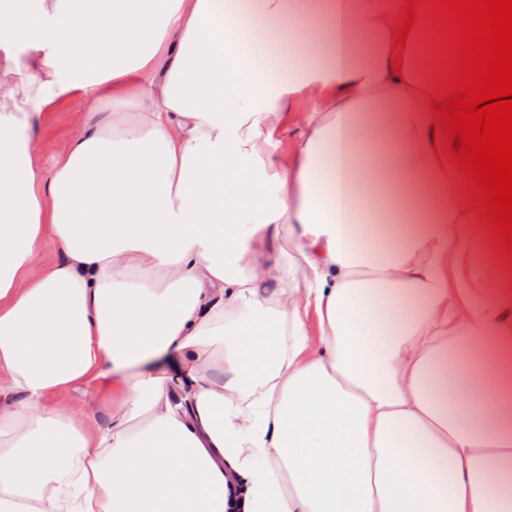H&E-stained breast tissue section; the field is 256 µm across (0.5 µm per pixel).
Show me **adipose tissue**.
<instances>
[{
  "label": "adipose tissue",
  "instance_id": "obj_1",
  "mask_svg": "<svg viewBox=\"0 0 512 512\" xmlns=\"http://www.w3.org/2000/svg\"><path fill=\"white\" fill-rule=\"evenodd\" d=\"M402 6H0V512H512V269ZM80 102L57 99L43 107L36 136L40 149L39 159L44 172H50L66 143L76 132V113Z\"/></svg>",
  "mask_w": 512,
  "mask_h": 512
}]
</instances>
